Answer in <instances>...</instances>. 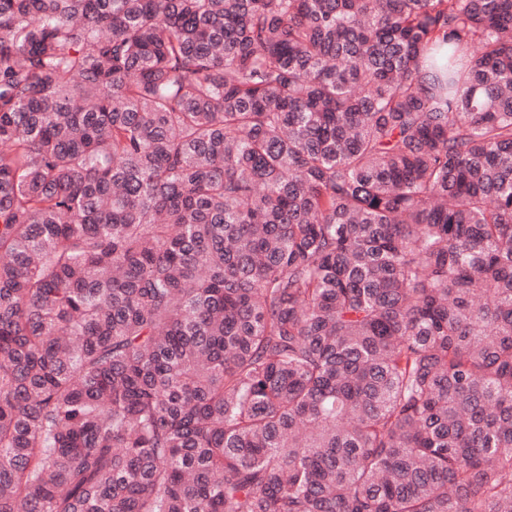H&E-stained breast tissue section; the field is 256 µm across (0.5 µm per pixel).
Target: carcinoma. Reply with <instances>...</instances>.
Listing matches in <instances>:
<instances>
[{
  "mask_svg": "<svg viewBox=\"0 0 512 512\" xmlns=\"http://www.w3.org/2000/svg\"><path fill=\"white\" fill-rule=\"evenodd\" d=\"M0 512H512V0H0Z\"/></svg>",
  "mask_w": 512,
  "mask_h": 512,
  "instance_id": "1",
  "label": "carcinoma"
}]
</instances>
